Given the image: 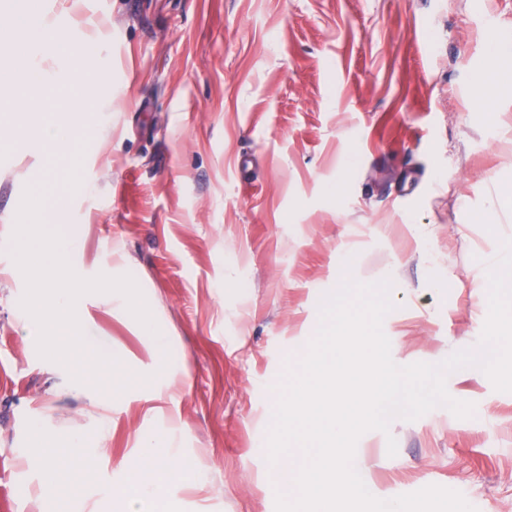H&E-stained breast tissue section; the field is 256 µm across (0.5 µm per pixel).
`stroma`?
Segmentation results:
<instances>
[{
	"mask_svg": "<svg viewBox=\"0 0 512 512\" xmlns=\"http://www.w3.org/2000/svg\"><path fill=\"white\" fill-rule=\"evenodd\" d=\"M37 2L97 41L107 79L99 137L49 164L13 149L45 113L22 126L0 112V495L11 512H129L125 464L149 433L186 472L153 512H275L272 387L344 273H393L396 364L479 346L488 307L471 283L512 239V207L497 204L512 187V70L490 118L477 86L494 51L512 52V0ZM40 169L67 199L74 265L132 276L165 337L156 349L120 295L83 297L89 350L132 372L107 405L39 356L20 306L11 237ZM446 384L473 417L393 420L359 438L355 469L380 499L438 485L512 512V393L476 367ZM104 416L97 478L71 506L42 495L23 461L33 427L71 473V436L94 439Z\"/></svg>",
	"mask_w": 512,
	"mask_h": 512,
	"instance_id": "35a3bbf8",
	"label": "stroma"
}]
</instances>
